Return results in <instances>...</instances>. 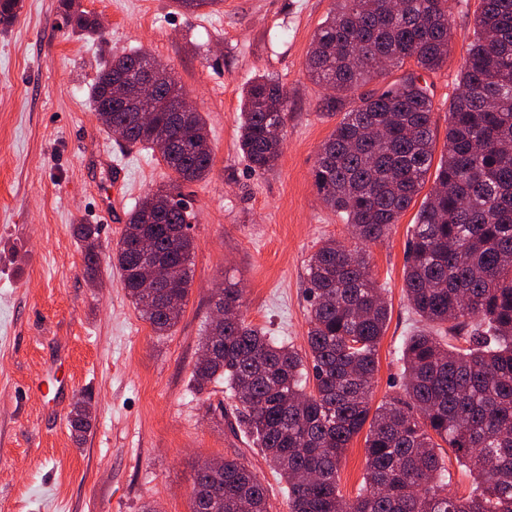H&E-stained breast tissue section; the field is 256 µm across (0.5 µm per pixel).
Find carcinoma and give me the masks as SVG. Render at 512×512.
<instances>
[{
  "label": "carcinoma",
  "instance_id": "1",
  "mask_svg": "<svg viewBox=\"0 0 512 512\" xmlns=\"http://www.w3.org/2000/svg\"><path fill=\"white\" fill-rule=\"evenodd\" d=\"M389 2L334 0L305 61L311 79L330 90L317 109L342 114L319 148L314 185L363 244L350 249L328 238L308 260L312 371L297 351L246 323L241 289L227 286L224 321L209 323L200 338L207 358L196 361L192 382L200 393L213 382L227 384L240 404L238 426L287 484L289 512H512V0H481L475 16L445 153L406 259L404 290L422 326L403 349L404 394L373 410L371 383L389 309L364 246L383 239L424 187L434 159L433 105L413 72L360 89L408 61L422 72L440 70L451 43L449 0H400L391 10ZM75 5L58 0L72 31L101 35L97 17ZM20 8V0H0L1 29L12 26ZM151 60L141 49L112 56L92 86L91 104L105 129L120 127L126 144L158 150L175 174L136 203L113 253L142 319L167 336L192 282L194 215L182 187L206 179L213 156L201 113L168 110L169 100L183 95L168 71L148 121L118 104L101 111L118 78ZM287 104L286 91L269 77L242 91L239 149L255 171L269 172L280 161L278 124ZM77 236L93 278L96 229L80 224ZM145 237L168 283L152 303L141 278ZM89 418L77 400L68 415L74 435L87 431ZM366 425L364 484L346 499L340 463ZM444 444L474 476L467 495L448 490ZM190 512H269L267 488L236 458L206 461L195 472Z\"/></svg>",
  "mask_w": 512,
  "mask_h": 512
}]
</instances>
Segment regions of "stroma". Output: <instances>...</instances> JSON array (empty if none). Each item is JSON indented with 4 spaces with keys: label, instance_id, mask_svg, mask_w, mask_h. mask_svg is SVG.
<instances>
[{
    "label": "stroma",
    "instance_id": "stroma-1",
    "mask_svg": "<svg viewBox=\"0 0 512 512\" xmlns=\"http://www.w3.org/2000/svg\"><path fill=\"white\" fill-rule=\"evenodd\" d=\"M102 35L72 34L57 0H22L0 32V512H190L193 477L207 460L240 459L288 512V489L237 424L224 383L196 393L192 369L219 288H242L247 323L307 351L305 268L322 241L357 247L345 218L312 178L336 125L316 104L305 70L333 0H224L187 12L175 0H79ZM480 0H452L448 62L427 75L442 155L448 109ZM146 50L207 122L213 165L190 184L192 284L171 335H154L109 255L128 214L172 172L159 153L130 149L99 123L88 94L112 55ZM258 76L288 93L278 166L251 171L238 147L242 87ZM126 159L124 180L112 161ZM417 206L367 251L389 320L377 355L373 405L403 391V343L418 323L403 271ZM81 224L97 225L100 274H84ZM91 407L84 437L68 414ZM365 437L350 442L339 488L356 496Z\"/></svg>",
    "mask_w": 512,
    "mask_h": 512
}]
</instances>
